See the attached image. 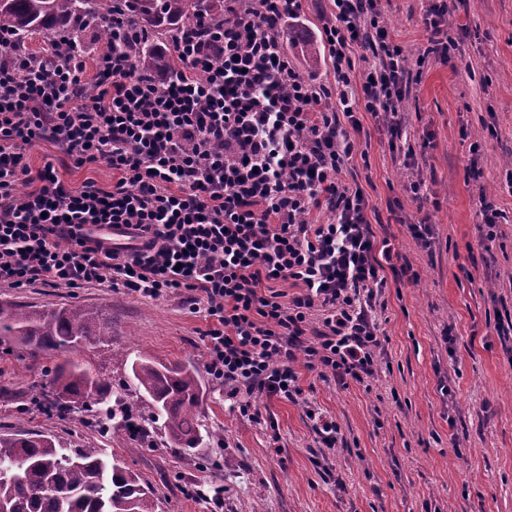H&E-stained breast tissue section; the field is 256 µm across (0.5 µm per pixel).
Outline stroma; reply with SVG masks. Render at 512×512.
Here are the masks:
<instances>
[{"label":"stroma","instance_id":"obj_1","mask_svg":"<svg viewBox=\"0 0 512 512\" xmlns=\"http://www.w3.org/2000/svg\"><path fill=\"white\" fill-rule=\"evenodd\" d=\"M428 5L381 0L409 57L428 45ZM330 8L329 0H303V39L284 45L301 70L326 84L330 64L310 67L304 43L319 40ZM448 31L450 61L429 59L409 80L406 138L390 144L385 126L359 113L362 131L345 173L369 199L375 242L390 240L419 275L377 298L384 338L373 378L343 387L299 368L301 396L259 397V423L233 409L223 383L208 374L209 322L190 313L182 296L0 288V300L109 315L111 344L72 357L133 409L148 406L129 385L136 357L191 364L204 391L201 418L220 434L187 454L167 444L159 422L147 448L94 429L80 410L39 412L33 393L49 387L64 355H34L4 341L0 437L45 434L70 448L105 449L154 488L155 512H512V335H499L495 320L497 310H512V0H455ZM48 157L71 187L112 183L107 163L76 167L49 142L31 149L30 164ZM473 163L482 172L477 181L466 175ZM418 175L427 187L420 205L408 190ZM482 191L503 214L491 239L477 205ZM422 219L432 226L424 242L407 230ZM310 407L338 425L335 447H320ZM200 485L221 486L219 499L197 500L192 490Z\"/></svg>","mask_w":512,"mask_h":512}]
</instances>
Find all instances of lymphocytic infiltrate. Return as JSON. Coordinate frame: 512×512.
Returning a JSON list of instances; mask_svg holds the SVG:
<instances>
[{
  "mask_svg": "<svg viewBox=\"0 0 512 512\" xmlns=\"http://www.w3.org/2000/svg\"><path fill=\"white\" fill-rule=\"evenodd\" d=\"M331 2L330 86L282 49L302 0H224V27L183 26L171 40L182 70L150 82L123 46L142 33L123 26L96 57L93 96L81 54L38 66L0 32V287L186 292L210 322L209 374L255 421L254 395H301L297 358L323 378L371 377L377 297L417 274L374 242L369 200L344 177L350 132L367 111L401 137L407 79L425 59L409 60L379 0ZM364 53L373 62L356 70ZM42 141L78 166L107 162L117 180L74 189L53 161L32 168ZM322 207L330 222L310 223ZM277 282L296 294L282 299Z\"/></svg>",
  "mask_w": 512,
  "mask_h": 512,
  "instance_id": "lymphocytic-infiltrate-1",
  "label": "lymphocytic infiltrate"
}]
</instances>
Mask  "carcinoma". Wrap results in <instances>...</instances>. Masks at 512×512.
I'll use <instances>...</instances> for the list:
<instances>
[{
    "mask_svg": "<svg viewBox=\"0 0 512 512\" xmlns=\"http://www.w3.org/2000/svg\"><path fill=\"white\" fill-rule=\"evenodd\" d=\"M167 40L187 22L205 19L224 24V0H0V30L11 33L18 47L39 35L52 55L71 51L80 28L96 29L105 47L117 32L112 17ZM146 74L182 68V61L142 38L125 44ZM13 339L27 350L76 352L86 345L112 342V319L82 307L62 305L31 311L0 301V340ZM131 383L152 403L151 421L163 419L169 442L184 452L200 447L206 428L198 408L203 388L194 369L143 356L131 364ZM110 388L71 359L58 365L51 389L40 402L59 412L83 409L114 420L113 431L137 433L140 425L127 410L115 412ZM0 512H155V491L138 473L100 448H68L51 437L32 434L0 437Z\"/></svg>",
    "mask_w": 512,
    "mask_h": 512,
    "instance_id": "1",
    "label": "carcinoma"
}]
</instances>
